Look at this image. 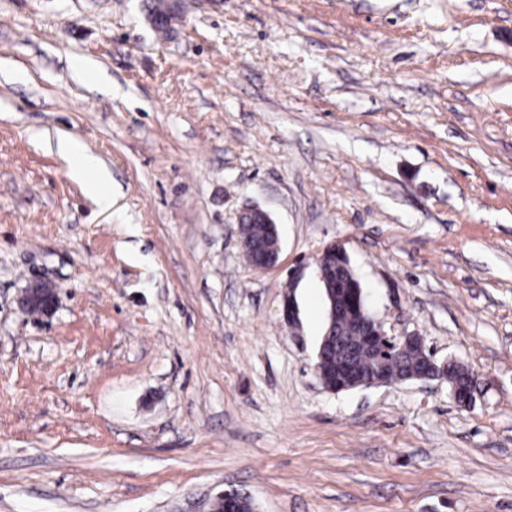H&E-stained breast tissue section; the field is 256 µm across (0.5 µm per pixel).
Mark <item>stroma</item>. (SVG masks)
<instances>
[{
  "label": "stroma",
  "mask_w": 512,
  "mask_h": 512,
  "mask_svg": "<svg viewBox=\"0 0 512 512\" xmlns=\"http://www.w3.org/2000/svg\"><path fill=\"white\" fill-rule=\"evenodd\" d=\"M177 2L0 0V512H512V0ZM333 243L471 406L321 384ZM58 149L72 160L73 174L84 182L87 193L97 205L103 210L112 208L109 174L100 167L97 159L87 153L83 145L75 139H60ZM241 226L245 237L250 238L253 260H258L276 250L278 239L271 233L264 232L261 225L250 224L246 219ZM56 293L55 289L45 283H35L31 285L22 297V305L29 308L32 303H43L45 312H50L55 306ZM28 311L32 314L41 313L39 306H31Z\"/></svg>",
  "instance_id": "stroma-1"
}]
</instances>
